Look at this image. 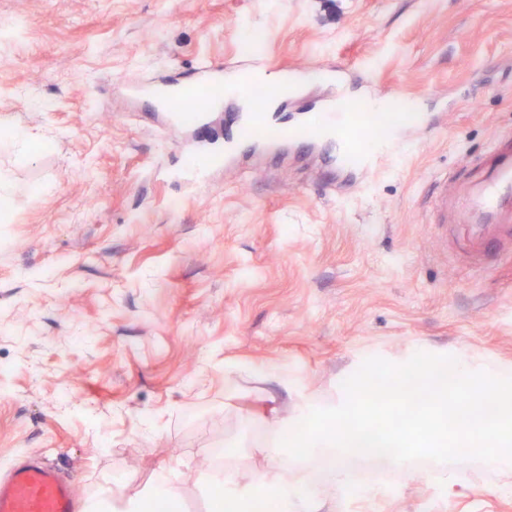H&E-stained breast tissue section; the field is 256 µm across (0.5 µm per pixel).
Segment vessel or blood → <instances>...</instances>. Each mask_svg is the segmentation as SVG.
I'll list each match as a JSON object with an SVG mask.
<instances>
[{
	"label": "vessel or blood",
	"instance_id": "obj_1",
	"mask_svg": "<svg viewBox=\"0 0 512 512\" xmlns=\"http://www.w3.org/2000/svg\"><path fill=\"white\" fill-rule=\"evenodd\" d=\"M334 88L335 96L288 115L291 98L310 83ZM149 111L168 125L202 134L212 113L231 111L223 136L186 152L178 178L208 184L216 170L246 177L269 161L305 163L316 182L333 188L337 175L366 179L398 154L412 136L429 131L426 112H401L406 91L378 83L371 74L352 81L348 69L274 63L267 54L228 65L202 60L181 80L161 87L142 82ZM478 174L440 179L432 202L439 224L465 227L462 251L476 265L512 253V143L499 140L491 162L475 159ZM76 489L52 466L34 460L11 468L0 481V512H75Z\"/></svg>",
	"mask_w": 512,
	"mask_h": 512
}]
</instances>
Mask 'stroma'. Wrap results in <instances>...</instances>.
<instances>
[{
	"label": "stroma",
	"instance_id": "1",
	"mask_svg": "<svg viewBox=\"0 0 512 512\" xmlns=\"http://www.w3.org/2000/svg\"><path fill=\"white\" fill-rule=\"evenodd\" d=\"M16 11L0 128L30 141L0 147V476L40 454L112 512L168 469L183 512H209L212 449L266 469L261 385L225 391L227 365L285 367L327 398L364 350L512 364V259L475 270L430 213L444 174L512 136V0H0ZM251 28L278 60L374 65L436 130L360 185L168 179L177 135L117 85L236 63ZM459 474L448 498L389 470L386 498L331 512H512V484Z\"/></svg>",
	"mask_w": 512,
	"mask_h": 512
}]
</instances>
